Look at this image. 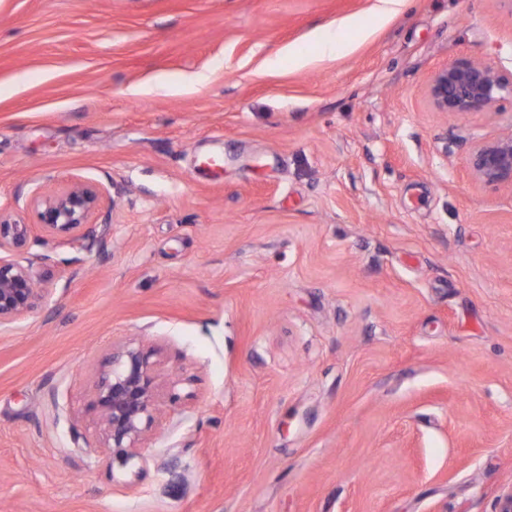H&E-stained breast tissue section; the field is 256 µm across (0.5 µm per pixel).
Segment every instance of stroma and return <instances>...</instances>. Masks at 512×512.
<instances>
[{
  "label": "stroma",
  "mask_w": 512,
  "mask_h": 512,
  "mask_svg": "<svg viewBox=\"0 0 512 512\" xmlns=\"http://www.w3.org/2000/svg\"><path fill=\"white\" fill-rule=\"evenodd\" d=\"M0 0V211L121 187L105 246L40 236L51 299L0 332V512H493L512 488V189L449 63L512 76V0ZM335 54L320 56V43ZM291 55H283V47ZM166 407L96 440L112 351ZM505 94L512 96L509 82L485 64L460 60L439 69L432 76L426 97L437 112L464 117L490 108ZM469 168L477 182L512 189V132L477 143L470 154ZM153 350L129 344L112 352L108 369L100 370L93 388L91 408L99 415L101 440L91 446L74 432L78 445L118 456L122 464L141 457L158 411L156 363Z\"/></svg>",
  "instance_id": "stroma-1"
}]
</instances>
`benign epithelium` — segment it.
Instances as JSON below:
<instances>
[{"label": "benign epithelium", "instance_id": "benign-epithelium-1", "mask_svg": "<svg viewBox=\"0 0 512 512\" xmlns=\"http://www.w3.org/2000/svg\"><path fill=\"white\" fill-rule=\"evenodd\" d=\"M512 95V81L480 63L460 60L432 76L426 97L437 112L464 117L490 108L504 95ZM474 180L512 187V132L495 140L477 143L470 154ZM40 226L48 235H63L81 249L106 240L112 225L99 224L95 235L86 233L91 219L107 207L97 187L75 181L69 186L38 195ZM34 240L33 227L0 213V329H10L35 313L49 298L44 287L46 256L17 261L10 255L22 252ZM153 351L126 345L112 353L108 368L100 370L93 388L91 408L99 415L101 440L85 448L119 457L122 464L141 457L158 411L156 363Z\"/></svg>", "mask_w": 512, "mask_h": 512}]
</instances>
